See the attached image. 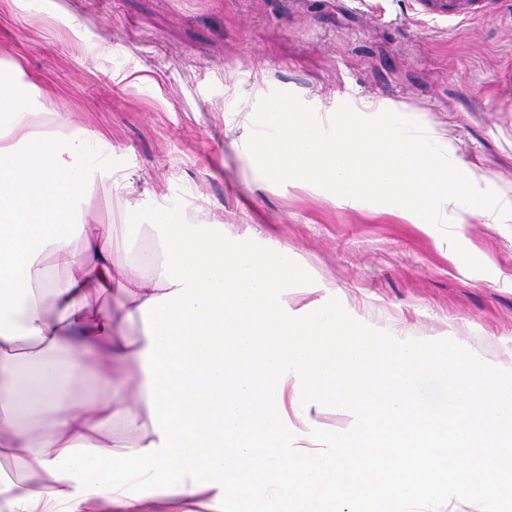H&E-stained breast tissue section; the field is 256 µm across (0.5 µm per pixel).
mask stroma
I'll return each instance as SVG.
<instances>
[{"label": "stroma", "instance_id": "stroma-1", "mask_svg": "<svg viewBox=\"0 0 512 512\" xmlns=\"http://www.w3.org/2000/svg\"><path fill=\"white\" fill-rule=\"evenodd\" d=\"M50 89L59 121L104 136L100 149L138 206L182 200L228 238L251 235L305 265L317 298L397 338H449L512 370V219L452 211L476 272L435 227L384 205L277 185L242 150L244 113L274 90L321 122L372 100L426 133L512 199V0L460 23L423 0H0V67ZM149 76L136 84L132 73ZM88 224L120 221L97 179Z\"/></svg>", "mask_w": 512, "mask_h": 512}]
</instances>
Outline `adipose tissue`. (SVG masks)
<instances>
[{
    "label": "adipose tissue",
    "mask_w": 512,
    "mask_h": 512,
    "mask_svg": "<svg viewBox=\"0 0 512 512\" xmlns=\"http://www.w3.org/2000/svg\"><path fill=\"white\" fill-rule=\"evenodd\" d=\"M44 95L0 73V512H214L216 487L78 498L75 481L44 466L71 445L128 453L159 443L146 376L130 403L110 397L107 375L93 377L95 395L71 399L65 387L88 374L91 357L142 365L149 341L128 339L126 326L142 322L147 300L173 290L160 276L157 235L128 252L122 225L89 234L77 224L88 185L111 177L112 164L98 147L101 134H69L46 120ZM122 252L129 264L116 262ZM132 264L141 275L129 273ZM58 265L64 275L55 274ZM94 292L114 295V309L90 312ZM57 491L70 502L50 501Z\"/></svg>",
    "instance_id": "obj_1"
}]
</instances>
